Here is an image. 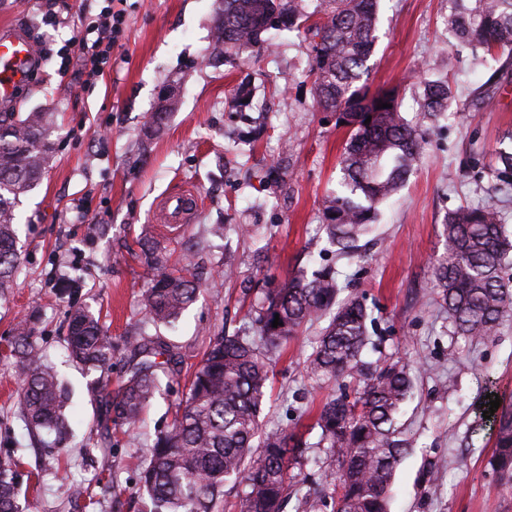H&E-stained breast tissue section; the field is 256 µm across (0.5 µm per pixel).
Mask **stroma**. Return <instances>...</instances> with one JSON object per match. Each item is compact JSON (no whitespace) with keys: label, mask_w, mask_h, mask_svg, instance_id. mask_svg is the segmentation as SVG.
Instances as JSON below:
<instances>
[{"label":"stroma","mask_w":512,"mask_h":512,"mask_svg":"<svg viewBox=\"0 0 512 512\" xmlns=\"http://www.w3.org/2000/svg\"><path fill=\"white\" fill-rule=\"evenodd\" d=\"M108 2L0 0V33L24 34L38 52L7 109L49 113L54 143L40 181L16 208L19 274L0 296V460L31 473L20 488L26 512H140L143 457L169 428L185 381L175 379L151 402L137 435L113 432L108 494L94 485L104 440L92 383L101 376L119 385L125 342L145 332L177 346L185 366L197 364L211 336L249 326L262 291L317 263L336 270L340 299L361 297L372 314L363 359L401 357L424 367L398 419L414 448L396 469L390 512H512V492L497 489L486 471L495 434L483 417L489 397L512 405V321L490 341L458 336L432 287L448 209L494 204L512 227V198L464 171L473 154L494 162L500 140L512 134V83L493 111H464L485 69L467 49L449 61L448 0H381L368 85L397 90L404 116L423 125L429 145L383 205L359 259L337 255L322 228L347 131L315 107L311 41L282 31L273 52L214 64L215 0H120L127 26L112 65L83 85L61 70L57 51ZM434 76L447 77L456 96L429 121L417 110L416 82ZM162 108L163 125L150 126ZM179 185L197 192L199 207L177 230L161 222L159 208ZM145 239L160 244L169 264L188 251L199 264V296L171 327L145 322L141 295L151 273L138 246ZM228 265L234 276L212 286ZM76 308L100 316L112 338L104 372L68 357L64 339ZM27 317L66 387L71 435L58 447L32 435L18 411L10 346ZM321 329L306 326L272 355L260 415L264 429H296L311 444L319 434L312 417L334 389L306 370ZM88 483L92 505L75 506L63 492Z\"/></svg>","instance_id":"stroma-1"}]
</instances>
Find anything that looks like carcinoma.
<instances>
[{"mask_svg": "<svg viewBox=\"0 0 512 512\" xmlns=\"http://www.w3.org/2000/svg\"><path fill=\"white\" fill-rule=\"evenodd\" d=\"M378 0H224L214 16L215 51L240 58L265 48L262 34L281 25L304 29L313 47L316 104L336 114L350 130L339 165L340 188L324 201L327 243L360 255L359 241L378 220V205L397 194L427 149L426 131L409 122L392 90L369 94L367 80L378 41ZM448 29L473 53L493 56L497 66L470 95L467 111L484 112L497 104L502 85L512 80V0H448ZM324 19L311 22L317 14ZM454 98L444 77L419 82L417 111L435 117ZM381 103L387 108H377ZM370 123H365L366 119ZM51 149L44 112L0 113V291L11 286L19 269L17 229L10 200L39 180ZM487 174L497 192L512 195V150H496ZM493 205L460 204L448 210L443 233L448 252L434 267L433 287L448 310L456 332L489 340L512 319V234ZM153 276L142 295L146 317L172 324L194 303L200 282L194 262L179 266L154 243L141 244ZM336 273L302 271L288 285L267 295L254 310L253 332L215 336L195 369L185 399L170 427L156 435L140 472L144 512H223L224 487L241 488L240 512H284L294 468L304 465L307 442L273 429L258 435L259 416L270 380V356L305 324L322 319V330L307 358V372L322 380L348 378L357 383L354 399L330 393L319 405L317 446L329 460L325 482L339 489L333 512H388L397 465L411 448L398 436L396 415L410 397V365L397 359L384 365L362 359L368 344L364 304L355 297L337 301ZM281 325L272 327L274 319ZM73 359L87 370L112 359L111 337L100 319L74 310L65 338ZM117 391L106 381L92 387L104 401V431L139 427L147 405L162 394L180 365L163 341L133 338ZM17 357L20 416L35 432H61L63 390L58 373L43 364L33 330L22 323L11 342ZM495 451L488 474L496 487L512 489V408L492 416ZM0 512H22L17 474L0 462Z\"/></svg>", "mask_w": 512, "mask_h": 512, "instance_id": "carcinoma-1", "label": "carcinoma"}]
</instances>
